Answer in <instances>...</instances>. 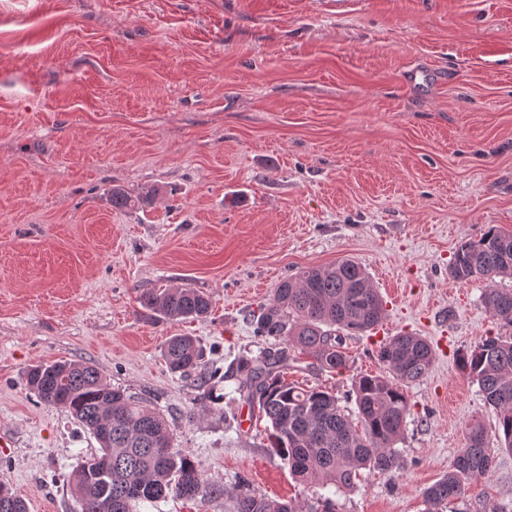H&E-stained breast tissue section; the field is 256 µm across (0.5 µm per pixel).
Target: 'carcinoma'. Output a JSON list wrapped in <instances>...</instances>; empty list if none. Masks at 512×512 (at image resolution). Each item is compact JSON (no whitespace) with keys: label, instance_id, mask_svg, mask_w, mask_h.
I'll list each match as a JSON object with an SVG mask.
<instances>
[{"label":"carcinoma","instance_id":"carcinoma-1","mask_svg":"<svg viewBox=\"0 0 512 512\" xmlns=\"http://www.w3.org/2000/svg\"><path fill=\"white\" fill-rule=\"evenodd\" d=\"M152 195V190L133 195L114 188L112 207L136 209ZM448 275L459 282L486 280V307L512 326V289L497 285L499 278H512V233L493 229L461 244ZM139 301L168 320L203 319L212 307L202 291L175 284L151 288ZM384 319L381 296L366 269L353 259L299 271L280 282L253 316L256 333L282 346L240 359L236 392L267 420L270 446L300 482L339 494L355 486L362 469L390 475L400 468L396 445L410 411L403 385L423 379L429 371L433 354L425 338L399 333L380 345L378 359L387 375L354 379L356 424L332 393L305 389L285 378L288 347L300 348L319 368L339 373L349 367L344 333L373 330ZM162 357L174 375L202 369V352L191 336L170 337ZM460 367L496 409L498 438L512 452V336L483 340L460 356ZM25 383L39 401L65 409L100 445L66 478L81 512H134L137 504L169 495L186 500L224 496V486L207 482L190 456L172 447L168 420L147 400L107 384L95 366L76 360L38 363L27 370ZM492 463L487 431L478 422L469 425L467 444L448 473L424 492L426 512H444L448 499L464 497L473 479L489 475ZM0 512H27L24 500L2 484ZM233 512L300 509L292 502L239 492Z\"/></svg>","mask_w":512,"mask_h":512}]
</instances>
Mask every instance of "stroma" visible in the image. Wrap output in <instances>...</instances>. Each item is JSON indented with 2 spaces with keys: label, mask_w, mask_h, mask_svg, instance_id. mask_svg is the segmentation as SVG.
Returning a JSON list of instances; mask_svg holds the SVG:
<instances>
[{
  "label": "stroma",
  "mask_w": 512,
  "mask_h": 512,
  "mask_svg": "<svg viewBox=\"0 0 512 512\" xmlns=\"http://www.w3.org/2000/svg\"><path fill=\"white\" fill-rule=\"evenodd\" d=\"M428 72L419 85L409 70ZM119 186L149 205L112 207ZM512 232V0H0V483L29 512H80L64 477L98 447L24 386L72 359L150 400L225 498L139 512H231L238 489L308 507L232 370L274 342L252 319L279 282L353 258L386 307L346 336L348 370L293 351L288 378L354 410L353 377L379 346L428 340L391 476L364 474L339 512H423L466 428L496 413L457 364L512 327L487 283L448 275L456 248ZM207 294L210 316L171 321L139 294ZM195 337L223 380L172 375L173 336ZM446 512H512V453Z\"/></svg>",
  "instance_id": "obj_1"
}]
</instances>
